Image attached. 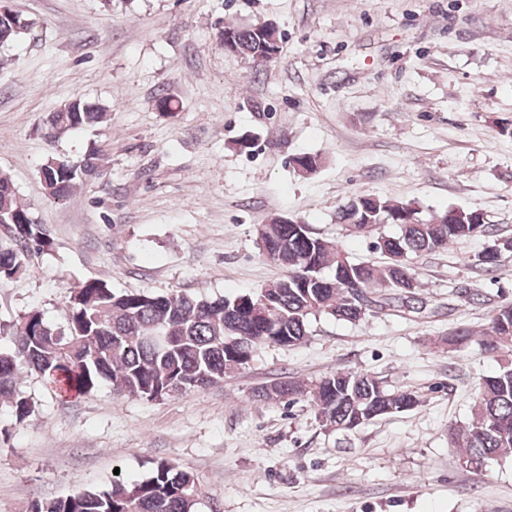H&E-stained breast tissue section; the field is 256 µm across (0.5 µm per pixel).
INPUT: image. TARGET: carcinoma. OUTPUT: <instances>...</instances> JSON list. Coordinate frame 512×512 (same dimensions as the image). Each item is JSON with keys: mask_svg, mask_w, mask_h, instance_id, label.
Here are the masks:
<instances>
[{"mask_svg": "<svg viewBox=\"0 0 512 512\" xmlns=\"http://www.w3.org/2000/svg\"><path fill=\"white\" fill-rule=\"evenodd\" d=\"M32 19L0 14V49L23 40ZM239 56L267 64L266 38L255 27H234ZM111 106L74 99L67 110L48 113L42 128L50 136L103 125ZM107 149L90 145L78 162L51 158L41 166L46 195L62 201L100 176ZM336 223L350 235L371 240L378 259H352L339 245L316 236L309 225L275 217L256 225L261 255L286 274L258 291L209 299L177 291L116 292L99 279L80 283L68 300L65 328L37 310L10 327L15 349L0 352V404L23 422L32 406L19 392L23 373L43 377L55 395L85 396L103 382L123 394L163 399L224 383L263 346H295L310 335L311 321L330 317L356 322L378 309L407 315L426 311L427 301L411 265L414 256L441 252L452 244L483 238L485 248L471 265L495 276L501 258L512 254V237L502 236L478 209L449 207L430 219L412 202L363 195L336 210ZM393 224L397 232L381 231ZM40 224L22 203L10 178L0 176V281L24 273L28 258L50 250ZM473 338L460 326L441 345L453 352ZM479 345L498 357L499 368L481 379L466 424L448 430V441L464 449L461 462L479 469L512 455V306L492 310ZM260 400L294 404L305 398L327 429L352 433L362 426L413 409L414 390H394L361 369L334 371L315 380L290 377L262 392ZM200 493L195 474L161 460L143 478L114 479L104 488L81 489L65 497L34 501L25 512H194Z\"/></svg>", "mask_w": 512, "mask_h": 512, "instance_id": "obj_1", "label": "carcinoma"}]
</instances>
